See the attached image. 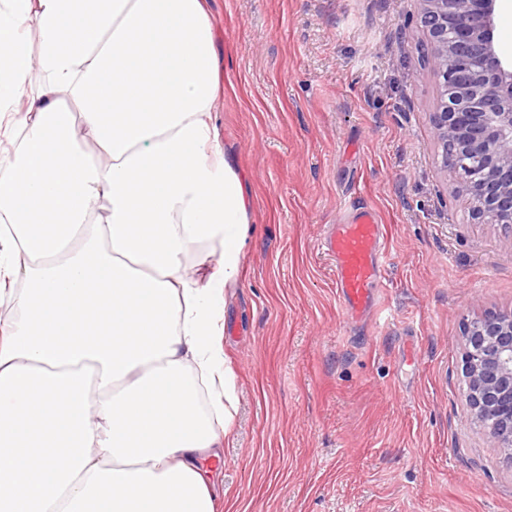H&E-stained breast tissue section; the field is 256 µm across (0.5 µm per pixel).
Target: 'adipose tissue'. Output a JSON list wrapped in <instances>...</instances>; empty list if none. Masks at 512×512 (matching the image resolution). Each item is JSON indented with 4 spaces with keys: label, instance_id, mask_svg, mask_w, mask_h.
I'll list each match as a JSON object with an SVG mask.
<instances>
[{
    "label": "adipose tissue",
    "instance_id": "ef3b65f1",
    "mask_svg": "<svg viewBox=\"0 0 512 512\" xmlns=\"http://www.w3.org/2000/svg\"><path fill=\"white\" fill-rule=\"evenodd\" d=\"M218 86L205 0H0V512H218L252 205ZM202 241L220 253L201 282Z\"/></svg>",
    "mask_w": 512,
    "mask_h": 512
}]
</instances>
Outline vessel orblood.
<instances>
[{"label": "vessel or blood", "mask_w": 512, "mask_h": 512, "mask_svg": "<svg viewBox=\"0 0 512 512\" xmlns=\"http://www.w3.org/2000/svg\"><path fill=\"white\" fill-rule=\"evenodd\" d=\"M383 237V225L360 203L353 223L329 226L320 242L332 261L336 288L348 316L364 315L383 283Z\"/></svg>", "instance_id": "1"}]
</instances>
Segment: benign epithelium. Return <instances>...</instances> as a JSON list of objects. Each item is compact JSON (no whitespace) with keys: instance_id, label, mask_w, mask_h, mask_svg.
Here are the masks:
<instances>
[{"instance_id":"1","label":"benign epithelium","mask_w":512,"mask_h":512,"mask_svg":"<svg viewBox=\"0 0 512 512\" xmlns=\"http://www.w3.org/2000/svg\"><path fill=\"white\" fill-rule=\"evenodd\" d=\"M436 85L433 137L442 169L479 224H512V62L495 40L500 0H420ZM464 374L469 417L494 448L512 447V310L467 322Z\"/></svg>"}]
</instances>
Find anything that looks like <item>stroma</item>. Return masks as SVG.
Listing matches in <instances>:
<instances>
[{
    "label": "stroma",
    "mask_w": 512,
    "mask_h": 512,
    "mask_svg": "<svg viewBox=\"0 0 512 512\" xmlns=\"http://www.w3.org/2000/svg\"><path fill=\"white\" fill-rule=\"evenodd\" d=\"M214 123L248 183L225 311L226 512H512V454L470 420L467 320L512 309V228L441 170L418 0H208ZM367 204L383 286L344 314L319 241Z\"/></svg>",
    "instance_id": "1"
}]
</instances>
